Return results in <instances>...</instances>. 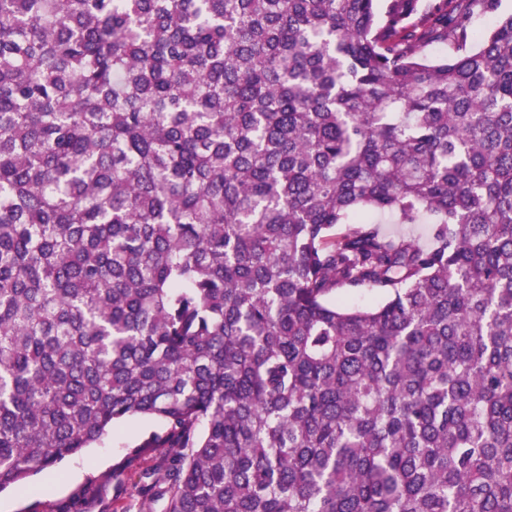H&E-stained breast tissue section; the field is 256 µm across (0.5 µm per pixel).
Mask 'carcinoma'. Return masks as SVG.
I'll list each match as a JSON object with an SVG mask.
<instances>
[{"label": "carcinoma", "instance_id": "carcinoma-1", "mask_svg": "<svg viewBox=\"0 0 512 512\" xmlns=\"http://www.w3.org/2000/svg\"><path fill=\"white\" fill-rule=\"evenodd\" d=\"M499 2L0 0V493L141 415L164 512H512ZM388 222H390L389 218H386L383 224H377L384 233L411 237L420 244L428 242L430 234L429 224H388Z\"/></svg>", "mask_w": 512, "mask_h": 512}]
</instances>
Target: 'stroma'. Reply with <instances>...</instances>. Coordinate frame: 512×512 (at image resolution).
<instances>
[{
	"label": "stroma",
	"instance_id": "35a3bbf8",
	"mask_svg": "<svg viewBox=\"0 0 512 512\" xmlns=\"http://www.w3.org/2000/svg\"><path fill=\"white\" fill-rule=\"evenodd\" d=\"M161 429V421L153 418L126 419L101 444L36 476L43 488L41 501L55 512H161L162 503L146 500L143 484L147 474L159 470L162 454L142 456L128 466L123 463L138 438Z\"/></svg>",
	"mask_w": 512,
	"mask_h": 512
}]
</instances>
